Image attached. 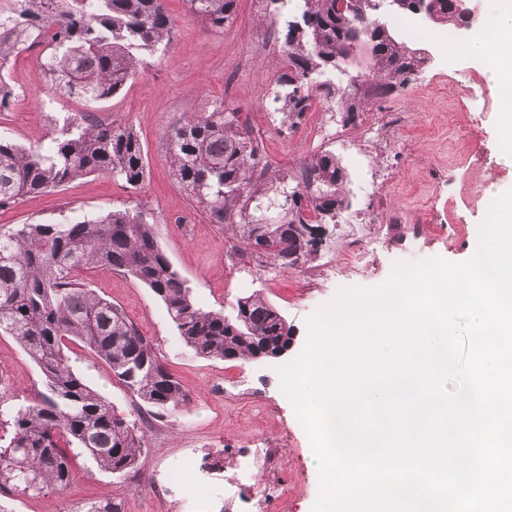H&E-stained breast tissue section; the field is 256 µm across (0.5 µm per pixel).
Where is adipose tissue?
<instances>
[{
	"label": "adipose tissue",
	"instance_id": "1",
	"mask_svg": "<svg viewBox=\"0 0 512 512\" xmlns=\"http://www.w3.org/2000/svg\"><path fill=\"white\" fill-rule=\"evenodd\" d=\"M464 54L481 60L484 76L501 94V159L512 163V0H487L481 25L462 46Z\"/></svg>",
	"mask_w": 512,
	"mask_h": 512
}]
</instances>
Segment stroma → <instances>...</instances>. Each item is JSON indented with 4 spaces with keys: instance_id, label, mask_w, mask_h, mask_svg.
<instances>
[{
    "instance_id": "obj_1",
    "label": "stroma",
    "mask_w": 512,
    "mask_h": 512,
    "mask_svg": "<svg viewBox=\"0 0 512 512\" xmlns=\"http://www.w3.org/2000/svg\"><path fill=\"white\" fill-rule=\"evenodd\" d=\"M173 33L161 55L147 58L116 96L90 103L57 91L41 62V49L14 55L8 79L17 96L0 112V138L29 148H48L66 117L93 113L103 124L132 128L147 153L143 184L129 188L95 174L44 195L28 196L0 209V230L19 224H51L66 217H91L115 209L144 211L158 246L186 280L195 303L231 314L239 297L256 293L284 317L294 338L285 355L293 360L306 340V320L339 289L375 286L398 261L438 257L452 264L469 260L485 218L487 192L512 189V164L501 151L499 100L481 77L482 65L456 46L429 44L435 56L401 91L362 102L353 123L338 109L315 101L293 127L281 126L270 92L286 65L285 16L264 0H237L232 23L217 31L187 0H166ZM458 85L456 102L443 86ZM223 106L238 113L258 144L268 186L294 181L304 163L324 151L339 159L365 151L363 167H346L343 192L358 224H337L321 251L292 268L267 261L255 267L254 252L172 177L166 133L184 118ZM401 223H390L391 215ZM371 249L370 265L345 264L352 250ZM80 279L118 305L154 345L161 361L189 394L187 408L162 421L144 423L147 448L136 472L116 477L80 456L76 477L62 494L0 500L7 512H63L88 500H117L123 512H177L173 500L155 497L153 484L182 455L232 456L240 448H277L275 469L256 467L236 486L240 494L265 495L272 481L288 484L286 497L269 512H313L320 495L314 451L294 408L280 388L273 361H221L188 349L164 303L150 288L117 271L84 270ZM74 368L128 417L137 400L108 365L82 344L71 345ZM41 377L20 345L0 335V411L34 398Z\"/></svg>"
}]
</instances>
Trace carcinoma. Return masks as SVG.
Here are the masks:
<instances>
[{"label": "carcinoma", "mask_w": 512, "mask_h": 512, "mask_svg": "<svg viewBox=\"0 0 512 512\" xmlns=\"http://www.w3.org/2000/svg\"><path fill=\"white\" fill-rule=\"evenodd\" d=\"M287 7L288 70L275 83L272 100L282 125L294 126L312 106V93L333 98L340 88L322 77L366 46L379 81H363L343 93L346 121L358 101L383 98L405 86L425 65L421 49L404 46L373 16L374 0L336 13V0H270ZM208 25L222 29L236 0H188ZM441 25L466 21L463 0H429ZM17 52L43 48L42 65L55 85L90 102L116 95L146 57L158 54L173 30L165 0H20L0 19ZM236 112L213 107L168 132L178 185L208 209L217 224L236 229L248 246L263 248L282 267L320 252L309 228L326 224L348 206L344 168L327 152L302 168L296 183L303 198L281 217L280 202L258 193V146L240 130ZM146 153L126 126L102 125L89 112L70 116L49 150L24 149L0 139V208L29 194L49 193L90 174H108L133 189L145 179ZM79 268L130 275L164 303L184 344L196 355L224 361L252 359L278 348L290 332L279 311L257 294L240 297L233 314L206 311L157 246L145 214L113 210L105 215L54 224H22L0 232V334L13 337L38 368L43 391L19 405L7 420L0 444V491L24 495L61 493L75 479L73 462L90 456L112 475L133 470L146 448L135 420L118 411L73 368L66 353L81 342L108 364L114 377L155 419L179 411L190 399L165 369L154 345L124 312L72 279ZM81 512H122L121 502L87 501Z\"/></svg>", "instance_id": "1"}]
</instances>
